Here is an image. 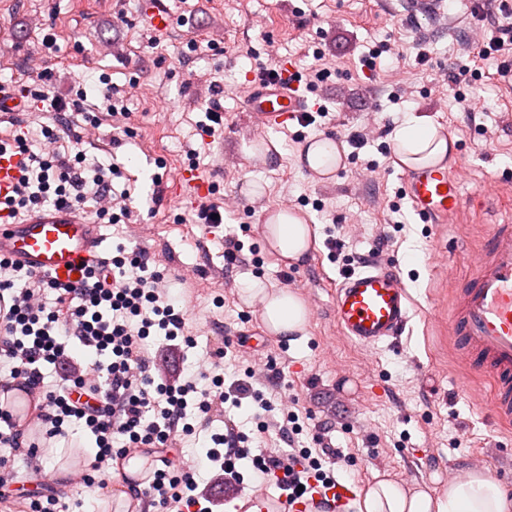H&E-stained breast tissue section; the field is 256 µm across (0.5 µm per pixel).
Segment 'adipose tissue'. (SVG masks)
Segmentation results:
<instances>
[{
  "instance_id": "1",
  "label": "adipose tissue",
  "mask_w": 512,
  "mask_h": 512,
  "mask_svg": "<svg viewBox=\"0 0 512 512\" xmlns=\"http://www.w3.org/2000/svg\"><path fill=\"white\" fill-rule=\"evenodd\" d=\"M394 141L400 163L408 167L443 160L453 146L431 121L416 116L396 129ZM264 234L268 247L292 263L305 259L311 247V226L286 208L269 214ZM241 296L259 306L262 324L271 335L289 338L302 333L308 323L307 303L290 290L252 279L242 288ZM359 512H512V492L488 474L472 470L463 471L449 482L445 493L435 496L408 488L385 474L376 477L364 492Z\"/></svg>"
}]
</instances>
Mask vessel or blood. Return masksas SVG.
Returning <instances> with one entry per match:
<instances>
[{
	"instance_id": "vessel-or-blood-1",
	"label": "vessel or blood",
	"mask_w": 512,
	"mask_h": 512,
	"mask_svg": "<svg viewBox=\"0 0 512 512\" xmlns=\"http://www.w3.org/2000/svg\"><path fill=\"white\" fill-rule=\"evenodd\" d=\"M291 65L276 78L248 86L247 110L254 123L278 128L303 122L311 112ZM21 159L0 154V201L9 195ZM405 192L415 215L426 224H444L458 215L463 197L450 167L438 163L404 173ZM0 255L22 262L37 273L67 279L79 266L103 256L97 225L69 208L53 207L14 218L0 210ZM336 323L343 336L374 346L396 341L409 316V297L392 267L368 263L347 272L336 287ZM466 353L469 370L492 381L490 404L503 421H512V224L490 225L476 270L466 288L456 293L448 323ZM355 497L353 487L339 483L313 485L293 504L253 494L251 512H321L327 505L345 512Z\"/></svg>"
}]
</instances>
